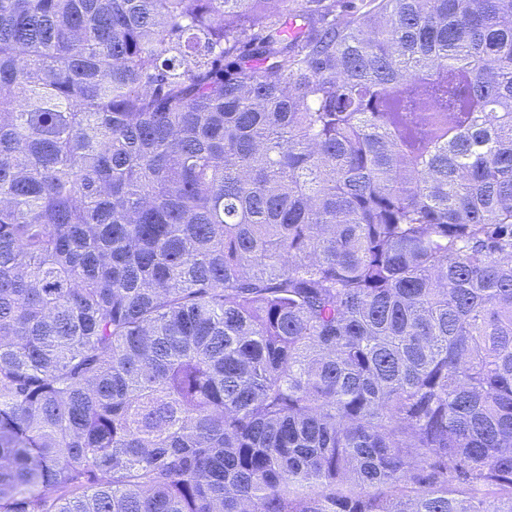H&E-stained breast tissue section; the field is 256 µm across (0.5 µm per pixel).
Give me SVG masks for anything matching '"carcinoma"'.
<instances>
[{
	"mask_svg": "<svg viewBox=\"0 0 512 512\" xmlns=\"http://www.w3.org/2000/svg\"><path fill=\"white\" fill-rule=\"evenodd\" d=\"M0 512H512V0H0Z\"/></svg>",
	"mask_w": 512,
	"mask_h": 512,
	"instance_id": "carcinoma-1",
	"label": "carcinoma"
}]
</instances>
